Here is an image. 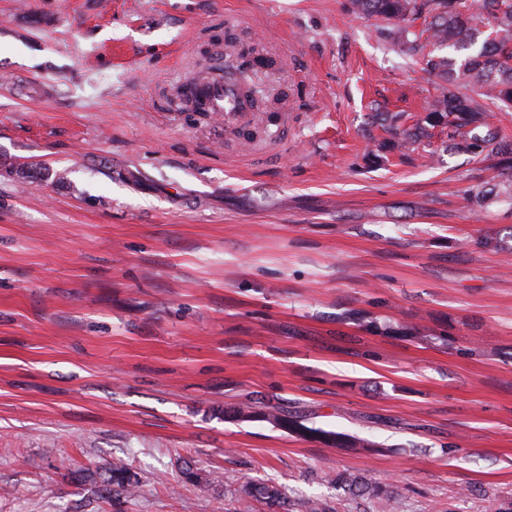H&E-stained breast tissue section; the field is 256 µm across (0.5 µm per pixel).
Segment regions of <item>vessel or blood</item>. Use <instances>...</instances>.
Returning a JSON list of instances; mask_svg holds the SVG:
<instances>
[{"label": "vessel or blood", "mask_w": 512, "mask_h": 512, "mask_svg": "<svg viewBox=\"0 0 512 512\" xmlns=\"http://www.w3.org/2000/svg\"><path fill=\"white\" fill-rule=\"evenodd\" d=\"M237 65V60L224 59L216 63L209 76L179 83L177 90L222 117L225 128L236 127L251 117L249 102L238 83Z\"/></svg>", "instance_id": "1"}]
</instances>
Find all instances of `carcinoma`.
Returning <instances> with one entry per match:
<instances>
[{
	"instance_id": "1",
	"label": "carcinoma",
	"mask_w": 512,
	"mask_h": 512,
	"mask_svg": "<svg viewBox=\"0 0 512 512\" xmlns=\"http://www.w3.org/2000/svg\"><path fill=\"white\" fill-rule=\"evenodd\" d=\"M349 4L356 14L392 23L384 31L395 44L414 49L425 36L435 45L468 50L458 64L432 53L424 57L425 70L445 81L448 90L433 101L424 125L411 131H399L400 114L383 113L384 126L395 140L374 146L369 155L376 157L386 148L401 153L415 150L425 145L428 129L441 126L448 129V142L455 152L486 154L497 159L495 181L467 190L463 194L466 205L477 200L512 201V142L490 126L487 114L489 107L497 103L512 107V0H349ZM419 19L424 24L420 30L415 26ZM460 86L477 89V95H459ZM224 412L240 420L262 418L338 448H365L364 443L340 433L308 427L275 406L257 411L243 403L227 407ZM103 483L112 486L113 494L127 497L135 495L138 488L120 461L112 464L111 474ZM342 483L355 496L374 491L372 482L365 477L348 475ZM245 493L285 506L284 493L275 484L252 483Z\"/></svg>"
}]
</instances>
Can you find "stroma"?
<instances>
[{"mask_svg":"<svg viewBox=\"0 0 512 512\" xmlns=\"http://www.w3.org/2000/svg\"><path fill=\"white\" fill-rule=\"evenodd\" d=\"M254 48L247 137L173 85ZM442 83L348 0H0V512L512 503V204L492 158H367ZM277 405L326 445L227 406ZM133 498L102 490L115 460ZM245 493L249 497L261 498L268 500L272 503H278L279 506H285V497L282 490L275 484H269L265 482L252 483L249 487L245 488ZM285 511H289V508H284Z\"/></svg>","mask_w":512,"mask_h":512,"instance_id":"35a3bbf8","label":"stroma"}]
</instances>
